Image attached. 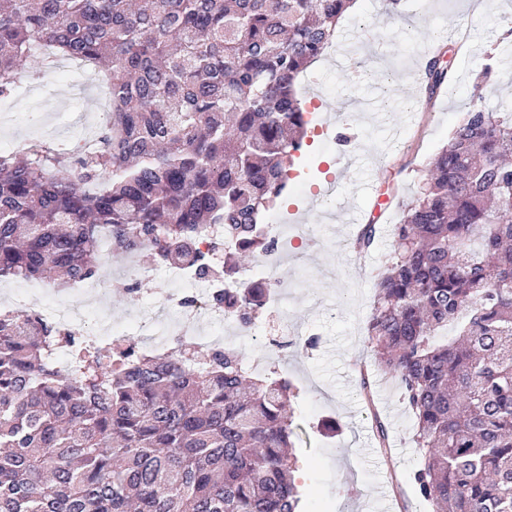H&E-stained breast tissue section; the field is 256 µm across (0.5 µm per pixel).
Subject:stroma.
Returning <instances> with one entry per match:
<instances>
[{"label":"stroma","mask_w":512,"mask_h":512,"mask_svg":"<svg viewBox=\"0 0 512 512\" xmlns=\"http://www.w3.org/2000/svg\"><path fill=\"white\" fill-rule=\"evenodd\" d=\"M383 5L384 0H362L299 83L301 97L317 103L318 121L328 124L329 143L313 142L303 160L305 172L292 181L287 201L302 213L298 232L318 234L321 241L282 260L277 275L290 286L288 301L259 317L265 342L237 339L244 363L266 356L267 370L288 377L298 389L294 408L304 442L296 454L307 471L302 483L305 512H364L373 498L387 512H431L410 480L419 461L411 441L413 415L395 380L378 369L366 331L375 276L402 214L393 207L379 217L375 247L357 255L351 243L359 225L323 222L313 208L314 188L324 178L320 164L348 166V181L339 190L354 210L372 211L376 198L390 191L406 200L471 104L474 79L482 68L492 69L482 105L512 101V44L494 41L500 14L512 11V0H401L400 15L393 20ZM452 25L467 29L470 39L463 46H447L449 90L430 105L409 98L406 90L416 82L418 59L431 55L440 31ZM100 80V74L84 68L68 80L22 78L16 97L0 102V142L35 137L72 149L80 138L100 136L106 97ZM371 95L384 98L386 120L363 114L353 128L354 139L338 145L335 136L348 126L356 100ZM356 183L371 185V193H353ZM125 264L124 257L110 256L98 313L132 323L141 309L127 290ZM285 330L300 341L315 336L318 343L312 349L300 343L288 349L274 346ZM363 370L374 381L370 406L358 388ZM374 409L389 427L386 454L373 435Z\"/></svg>","instance_id":"1"}]
</instances>
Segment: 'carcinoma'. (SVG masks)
<instances>
[{"label":"carcinoma","mask_w":512,"mask_h":512,"mask_svg":"<svg viewBox=\"0 0 512 512\" xmlns=\"http://www.w3.org/2000/svg\"><path fill=\"white\" fill-rule=\"evenodd\" d=\"M350 0H0V100L58 56L103 73L98 146L0 154V281L99 273L102 239L204 278L247 325L269 288L235 255L308 136L298 95ZM428 99L448 84L440 55ZM367 336L412 411L411 480L434 512H512V113L471 106L401 202ZM378 228L365 225L359 250ZM209 240V250H196ZM38 317L0 312V512H300L282 376L236 350L121 362Z\"/></svg>","instance_id":"carcinoma-1"}]
</instances>
